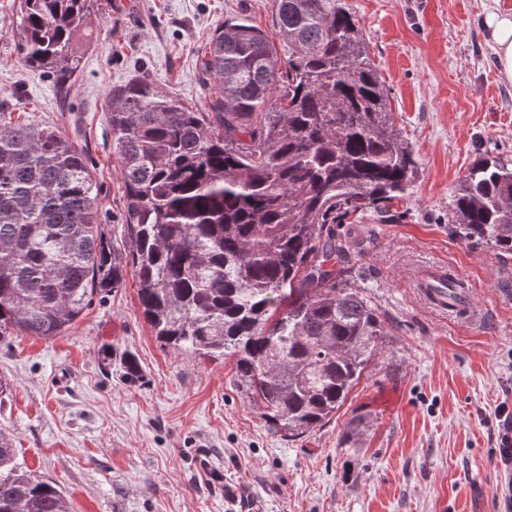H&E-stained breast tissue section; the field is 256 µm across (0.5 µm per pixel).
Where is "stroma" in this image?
<instances>
[{
    "label": "stroma",
    "mask_w": 512,
    "mask_h": 512,
    "mask_svg": "<svg viewBox=\"0 0 512 512\" xmlns=\"http://www.w3.org/2000/svg\"><path fill=\"white\" fill-rule=\"evenodd\" d=\"M390 91L418 172L380 224H340L347 281L384 326L345 402L299 437L277 432L233 384L231 360L165 347L145 322L134 273L62 335L0 341V431L70 512H491L512 501L498 434L512 415V253L451 235L448 209L473 161L512 162V83L482 21L512 0H349ZM248 16L279 57L272 0H103L60 95L25 67L14 0H0V111L57 127L82 147L117 257L129 246L107 94L131 77L205 104L200 62L214 30ZM442 262L479 318L439 314L414 273ZM137 359L126 382L103 360Z\"/></svg>",
    "instance_id": "1"
}]
</instances>
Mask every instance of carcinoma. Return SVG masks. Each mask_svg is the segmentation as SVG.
Segmentation results:
<instances>
[{"mask_svg": "<svg viewBox=\"0 0 512 512\" xmlns=\"http://www.w3.org/2000/svg\"><path fill=\"white\" fill-rule=\"evenodd\" d=\"M100 0H18L19 56L62 88ZM282 60L246 17L205 54V106L136 76L108 92L141 313L165 347L231 358L237 390L290 436L345 401L383 326L342 275L335 225L382 213L417 163L348 0H273ZM83 149L0 119V341L59 336L122 283ZM451 232L512 253V166L468 170ZM0 512H70L0 433Z\"/></svg>", "mask_w": 512, "mask_h": 512, "instance_id": "1", "label": "carcinoma"}]
</instances>
